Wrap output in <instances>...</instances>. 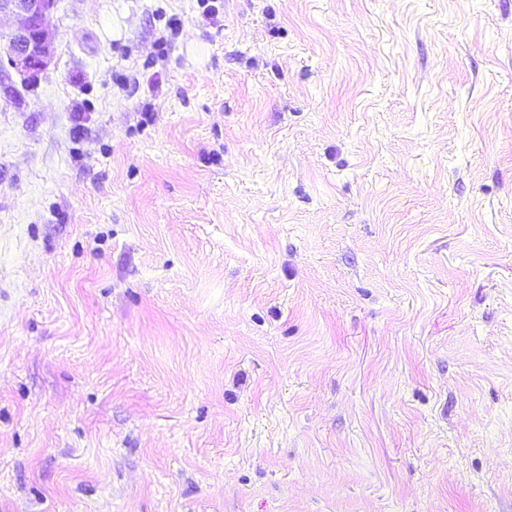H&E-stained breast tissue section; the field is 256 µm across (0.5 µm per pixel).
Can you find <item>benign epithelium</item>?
<instances>
[{"label":"benign epithelium","instance_id":"benign-epithelium-1","mask_svg":"<svg viewBox=\"0 0 512 512\" xmlns=\"http://www.w3.org/2000/svg\"><path fill=\"white\" fill-rule=\"evenodd\" d=\"M55 0H0V15L9 13L14 26L0 38L7 42L6 60L28 85L36 84L53 59L52 13Z\"/></svg>","mask_w":512,"mask_h":512}]
</instances>
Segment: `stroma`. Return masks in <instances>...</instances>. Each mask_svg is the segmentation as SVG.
<instances>
[{"instance_id":"35a3bbf8","label":"stroma","mask_w":512,"mask_h":512,"mask_svg":"<svg viewBox=\"0 0 512 512\" xmlns=\"http://www.w3.org/2000/svg\"><path fill=\"white\" fill-rule=\"evenodd\" d=\"M0 78V512H512V0H56Z\"/></svg>"}]
</instances>
